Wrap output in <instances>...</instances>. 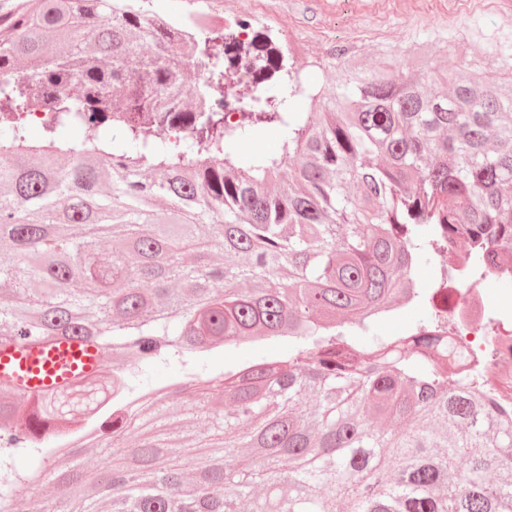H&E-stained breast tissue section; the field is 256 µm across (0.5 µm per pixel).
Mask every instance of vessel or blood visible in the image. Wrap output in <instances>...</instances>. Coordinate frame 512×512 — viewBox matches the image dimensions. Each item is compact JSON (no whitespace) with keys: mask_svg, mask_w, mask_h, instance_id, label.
Here are the masks:
<instances>
[{"mask_svg":"<svg viewBox=\"0 0 512 512\" xmlns=\"http://www.w3.org/2000/svg\"><path fill=\"white\" fill-rule=\"evenodd\" d=\"M102 362L101 349L82 340L23 339L0 345V387L34 399L94 376Z\"/></svg>","mask_w":512,"mask_h":512,"instance_id":"1","label":"vessel or blood"}]
</instances>
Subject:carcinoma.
Instances as JSON below:
<instances>
[{"label":"carcinoma","mask_w":512,"mask_h":512,"mask_svg":"<svg viewBox=\"0 0 512 512\" xmlns=\"http://www.w3.org/2000/svg\"><path fill=\"white\" fill-rule=\"evenodd\" d=\"M137 2L0 3V342L79 338L123 360L0 402V480L31 486L12 453L46 456L37 437L101 381L112 411L84 442L112 450L114 512H512V407L448 360V296L411 279L452 243L476 273L512 267V95L451 56L404 78L353 65L308 95L314 116L293 111L296 87L284 112L254 96L233 122L224 81L270 79L274 51L222 26L187 42ZM267 121L280 156L233 152ZM190 243L229 263L187 264ZM410 305L427 317L376 332L375 315ZM255 331L288 353L200 363ZM172 362L184 383L143 386ZM214 385L230 410L199 435L188 481L164 402L192 388L208 413ZM61 477L70 512H95L75 490L106 476Z\"/></svg>","instance_id":"1"}]
</instances>
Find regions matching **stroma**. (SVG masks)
Instances as JSON below:
<instances>
[{"label":"stroma","mask_w":512,"mask_h":512,"mask_svg":"<svg viewBox=\"0 0 512 512\" xmlns=\"http://www.w3.org/2000/svg\"><path fill=\"white\" fill-rule=\"evenodd\" d=\"M261 1L277 18L268 33L273 46L289 47L282 67L305 93L334 89L340 72L356 63L401 76L423 58L450 55L512 86V0H216L247 20ZM287 346L254 336L233 351L213 349L207 363L220 372L278 357Z\"/></svg>","instance_id":"stroma-1"}]
</instances>
